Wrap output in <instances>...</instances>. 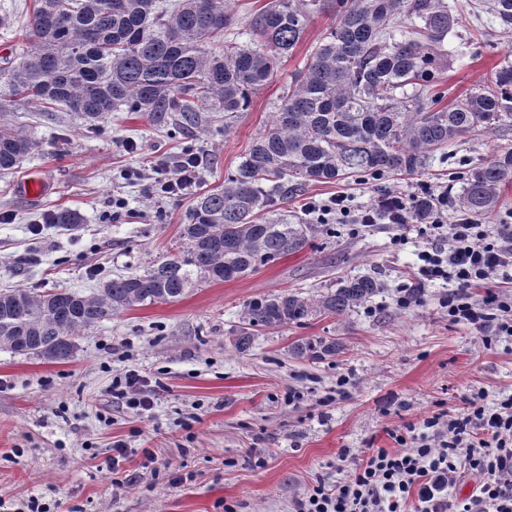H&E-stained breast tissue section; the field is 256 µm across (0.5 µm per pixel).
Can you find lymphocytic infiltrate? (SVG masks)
Here are the masks:
<instances>
[{"label": "lymphocytic infiltrate", "mask_w": 512, "mask_h": 512, "mask_svg": "<svg viewBox=\"0 0 512 512\" xmlns=\"http://www.w3.org/2000/svg\"><path fill=\"white\" fill-rule=\"evenodd\" d=\"M203 153L189 148L172 161L157 160L149 178L159 198L190 194L202 177ZM447 247L422 251L411 285L402 288L398 306L417 302L425 286L449 284L441 305L452 323L467 326L485 347L512 337V296L495 286L497 276L512 271V231L489 237L471 218L449 223L437 207L429 224ZM484 285L481 299L471 290ZM418 442L394 433L396 448H373L365 458L341 449L336 458L339 480L316 478L293 502V512H512V396L487 407L483 393L473 394L455 415L435 413L424 421ZM478 483L467 498L448 489L462 474Z\"/></svg>", "instance_id": "1"}]
</instances>
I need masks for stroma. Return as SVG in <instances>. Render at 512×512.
Returning a JSON list of instances; mask_svg holds the SVG:
<instances>
[{"mask_svg":"<svg viewBox=\"0 0 512 512\" xmlns=\"http://www.w3.org/2000/svg\"><path fill=\"white\" fill-rule=\"evenodd\" d=\"M450 2L458 23L432 80L449 102L489 83L512 57V29L500 26L494 0ZM34 3L0 0V16L12 19L10 28L0 27V69L25 58L22 29ZM331 23L329 14H312L302 42L232 123L214 112L181 132L124 111L92 131L63 107L13 101L0 72L7 121L39 144L14 171L0 173V290L88 294L174 250L195 197L158 198L140 170L191 144L208 159L201 189L223 183L269 126L279 97ZM127 142L136 151H125ZM510 148L512 128L480 130L437 151L418 176L300 187L288 209L317 227L300 252L249 276L190 289L178 301L116 314L76 337L65 362L0 349V512H14L32 496L50 512H224L228 505L235 512H291L317 476L337 479L340 449L360 458L370 448L394 447L392 430L421 428L435 411L462 410L477 391L491 404L511 396L512 339L488 349L474 331L450 323L439 285L426 287L419 304L396 303L432 237L381 219L321 224L308 210L342 195L356 213L387 191L443 187L452 172ZM30 174L47 183L40 199L22 190ZM118 198L126 202L120 210L112 207ZM60 211L78 215L79 223H48ZM366 275L382 284L370 305L259 331L244 353L233 347L249 301L316 296L340 279ZM315 337L336 340V355L315 364L291 355L292 343ZM132 369L162 383L143 414L112 390L113 380ZM292 392L297 400H289ZM120 442L130 449L122 467L137 480L117 490L98 467ZM147 449L153 459L144 457Z\"/></svg>","mask_w":512,"mask_h":512,"instance_id":"35a3bbf8","label":"stroma"}]
</instances>
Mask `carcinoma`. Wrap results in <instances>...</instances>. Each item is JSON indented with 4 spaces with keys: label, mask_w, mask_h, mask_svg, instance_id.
<instances>
[{
    "label": "carcinoma",
    "mask_w": 512,
    "mask_h": 512,
    "mask_svg": "<svg viewBox=\"0 0 512 512\" xmlns=\"http://www.w3.org/2000/svg\"><path fill=\"white\" fill-rule=\"evenodd\" d=\"M312 11L333 14L335 23L234 174L196 197L179 250L89 295L0 291L1 348L66 361L75 336L114 314L175 301L191 288L244 277L302 250L308 225L288 223L281 208L290 181L298 187L415 176L463 136L512 127V61L491 84L446 107L439 106L441 93L428 89L457 24L448 0H270L249 23L255 41L220 45L217 38L234 24L227 0H36L25 33L32 49L8 70L10 92L20 101L62 105L95 129L122 110L184 125L197 124L203 112H222L227 128L303 39ZM494 11L512 27V0H494ZM399 18L411 27L398 39ZM36 147L1 125L0 171ZM454 181L461 183L458 209L474 218L493 213L512 183V149L457 172ZM436 204L434 191L418 194L411 221L428 222ZM380 288L375 278L360 276L318 296L255 299L245 306L234 346L245 353L260 329L340 315L370 302ZM336 350L335 340L317 337L294 342L290 352L323 360Z\"/></svg>",
    "instance_id": "obj_1"
}]
</instances>
